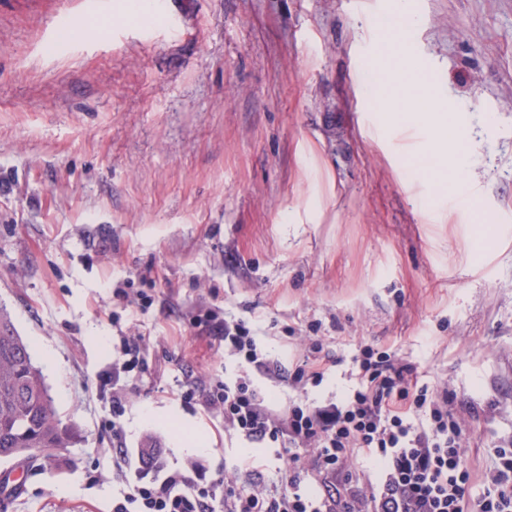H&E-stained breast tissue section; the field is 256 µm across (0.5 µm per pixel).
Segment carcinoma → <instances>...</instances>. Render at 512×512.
Returning a JSON list of instances; mask_svg holds the SVG:
<instances>
[{
  "label": "carcinoma",
  "instance_id": "cac0c4a2",
  "mask_svg": "<svg viewBox=\"0 0 512 512\" xmlns=\"http://www.w3.org/2000/svg\"><path fill=\"white\" fill-rule=\"evenodd\" d=\"M68 444L42 372L1 307L0 460L34 458Z\"/></svg>",
  "mask_w": 512,
  "mask_h": 512
}]
</instances>
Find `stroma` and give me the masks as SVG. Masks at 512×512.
I'll return each mask as SVG.
<instances>
[{
	"instance_id": "stroma-1",
	"label": "stroma",
	"mask_w": 512,
	"mask_h": 512,
	"mask_svg": "<svg viewBox=\"0 0 512 512\" xmlns=\"http://www.w3.org/2000/svg\"><path fill=\"white\" fill-rule=\"evenodd\" d=\"M402 49L460 134L462 179L415 158L428 132L368 109L397 0H0V305L69 445L0 461V512H112L156 444L241 483L277 451L181 397L239 365L187 325L244 320L283 370L321 340L309 400L351 385L359 342L447 389L481 472L512 435V0H409ZM148 310H140V302ZM151 336L112 404L119 337Z\"/></svg>"
}]
</instances>
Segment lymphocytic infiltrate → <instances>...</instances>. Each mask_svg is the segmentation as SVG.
Segmentation results:
<instances>
[{
    "mask_svg": "<svg viewBox=\"0 0 512 512\" xmlns=\"http://www.w3.org/2000/svg\"><path fill=\"white\" fill-rule=\"evenodd\" d=\"M190 331L223 342L239 359L240 376L205 393L185 383L182 398L220 410L225 429L279 447L274 486L243 485L224 470L204 481L166 465L140 464L114 512H512V448L493 446L473 475L465 430L448 393L420 382L393 350L358 344L353 386L339 399L314 405L299 398L280 406L255 388L252 375L296 390L323 378L322 346L292 373L258 347L250 327L211 310ZM150 338L123 336L112 359V390L138 377Z\"/></svg>",
    "mask_w": 512,
    "mask_h": 512,
    "instance_id": "obj_1",
    "label": "lymphocytic infiltrate"
}]
</instances>
